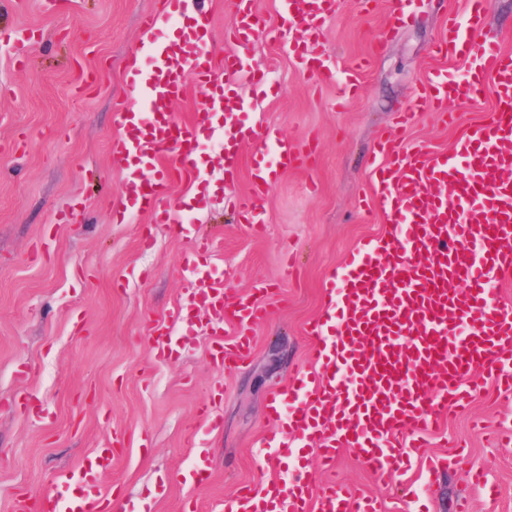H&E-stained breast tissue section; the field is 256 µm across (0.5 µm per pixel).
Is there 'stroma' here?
<instances>
[{
	"mask_svg": "<svg viewBox=\"0 0 512 512\" xmlns=\"http://www.w3.org/2000/svg\"><path fill=\"white\" fill-rule=\"evenodd\" d=\"M162 2L0 0V512H15L21 499L41 512L60 472L116 433L124 446L100 485L117 512H223L241 486L286 479L299 457H267V404L310 367L305 329L323 309L329 275L386 229L371 181L379 138L396 132L448 150L493 107L488 94L452 103L454 126L426 109L410 127L397 124L399 111L420 100L430 69L465 70V61H445L434 47L449 14L466 15L467 0H412L409 19L394 30L390 0H337L320 45L340 70L370 59L353 98L343 97L340 82L314 84L297 69L278 0H256L275 34L250 41L247 62L263 79L244 91L248 105L237 120L275 126L311 143L312 155L281 174L255 232L230 208L248 190L254 146L230 178L218 140L202 144L197 181L210 192L201 202L192 186L173 182L187 226L178 236L127 205L125 175L108 150L114 106L131 92V55L178 32L175 22L144 29ZM59 213L70 222L55 223ZM200 239L213 245L200 261L223 277L228 295L268 291L271 315L253 325L250 356L223 369L209 357L207 320L190 328L169 321L171 358H155L146 342L154 320L189 288L181 260ZM117 277L123 287H114ZM24 400L32 411L19 409ZM204 404L219 426L198 419ZM475 417L505 427L512 405L480 397L470 412L449 413L428 437L436 474L422 462L403 474L414 497H398L349 448L334 476L381 501L384 512H512V444L477 433ZM201 459L210 482H181ZM476 471L493 494L471 482Z\"/></svg>",
	"mask_w": 512,
	"mask_h": 512,
	"instance_id": "1",
	"label": "stroma"
}]
</instances>
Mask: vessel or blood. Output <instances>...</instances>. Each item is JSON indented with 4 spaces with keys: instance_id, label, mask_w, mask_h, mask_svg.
Returning a JSON list of instances; mask_svg holds the SVG:
<instances>
[{
    "instance_id": "vessel-or-blood-1",
    "label": "vessel or blood",
    "mask_w": 512,
    "mask_h": 512,
    "mask_svg": "<svg viewBox=\"0 0 512 512\" xmlns=\"http://www.w3.org/2000/svg\"><path fill=\"white\" fill-rule=\"evenodd\" d=\"M296 32L295 48L305 75L319 83L335 75L323 59L317 36L335 9V0H283ZM488 0H469L466 22L448 20V36L437 55L469 60L465 77L431 72L423 96L444 122H454L448 105L492 92L495 107L486 120L466 127L449 151L406 143L396 134L380 140L373 168L376 201L390 213L387 231L359 243L342 269L326 280V303L308 323L311 373L290 379L268 405V417L286 438L313 452L320 467L350 448L379 478L388 480L412 458L422 456L427 437L448 410L465 411L480 395L512 400V307L499 298L496 281L512 272V53L484 37ZM190 14L188 27L167 40L156 56L134 69L135 100L114 112L110 159L126 169V187L137 211L179 221L169 194L171 180L193 181L196 153L224 122V170L239 169L242 152L260 141L275 149V161L257 153L251 186L236 200L239 222L261 228L262 199L278 169L301 167L305 147L274 127L238 125L244 107L239 89L261 77L246 63L256 29L251 0H233L228 46L216 51L208 10L188 12L186 0H165L164 9L145 19L147 30ZM203 91L189 122L170 107L188 94L186 73ZM186 296L218 324L231 327L232 341L216 334L211 359L232 366L252 349L251 327L268 308L261 291L228 296L223 278L193 268ZM115 449L100 448L61 483L79 485L69 493L50 491L45 512H100L99 475L112 469ZM257 499L260 512H381L368 496H352L340 483L315 487L306 467L286 482L266 481L243 488L226 503Z\"/></svg>"
}]
</instances>
